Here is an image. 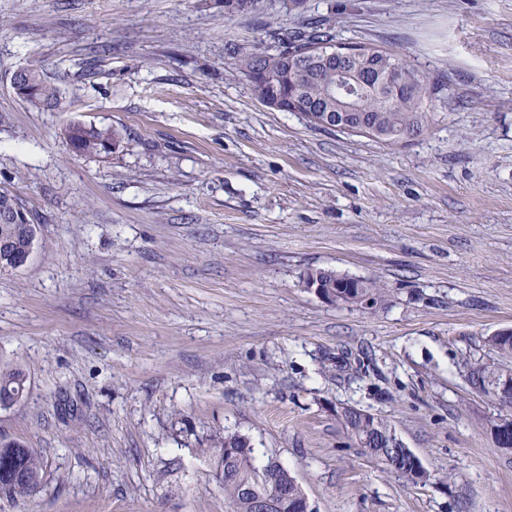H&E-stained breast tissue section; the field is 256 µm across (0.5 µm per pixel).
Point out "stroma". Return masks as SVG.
Instances as JSON below:
<instances>
[{
  "mask_svg": "<svg viewBox=\"0 0 512 512\" xmlns=\"http://www.w3.org/2000/svg\"><path fill=\"white\" fill-rule=\"evenodd\" d=\"M308 23L404 53L445 88L390 146L261 105L229 67ZM38 69L37 109L10 86ZM0 190L40 226L0 271V366L28 394L0 434L44 484L0 512H230L211 438L246 435L315 512H512L490 433L512 406L465 361L512 329V0H0ZM117 130L109 157L67 125ZM379 281L370 308L302 285ZM392 423L431 473L411 486L336 419ZM23 71L24 81L17 74L11 79V87L14 94L20 98H25L30 92L31 97L25 102L35 107H53L58 102V89L56 86L47 82L44 76L33 69H21ZM307 274L316 275L318 276L319 280L317 278L315 279L313 276L307 277V275H305L303 278V286L313 291L321 299L327 302L330 301L331 297L325 292L321 282L326 287V290L331 289L332 294L336 296V299L331 301L332 303L336 301V304H358L359 296L370 298L374 304L377 303L378 300H381L385 294V288H382L380 283L374 279H359L348 277L325 269L309 270ZM343 280H350L354 283L355 293L353 290L350 291V289L347 288H336V282ZM370 299L363 298L362 304L366 306L370 305Z\"/></svg>",
  "mask_w": 512,
  "mask_h": 512,
  "instance_id": "stroma-1",
  "label": "stroma"
}]
</instances>
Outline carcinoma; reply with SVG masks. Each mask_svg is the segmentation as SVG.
Listing matches in <instances>:
<instances>
[{
  "label": "carcinoma",
  "mask_w": 512,
  "mask_h": 512,
  "mask_svg": "<svg viewBox=\"0 0 512 512\" xmlns=\"http://www.w3.org/2000/svg\"><path fill=\"white\" fill-rule=\"evenodd\" d=\"M261 0H224V10L229 14L254 10ZM335 36L324 29L301 33L293 41L281 45L283 49L303 51L309 46L331 44ZM265 51H242L237 53L232 75L252 81L258 72ZM24 81L29 84L31 97L27 103L35 107H52L58 102V89L47 82L44 76L33 69L23 70ZM353 87L361 114L375 124L377 140L386 144H397L399 139L410 132L421 136L428 129L427 104L442 91V82L418 71L406 55L384 49L379 58L362 66L352 79L336 72V67L318 66L309 79L294 83L288 70L282 67L267 84L266 92L281 98L298 95L325 112H338L348 101L346 86ZM73 153L85 157L104 158L109 142L121 143L120 134L109 128H100L85 123L71 124L69 137ZM26 217L18 224H0V238L14 239V248L26 245L24 235ZM309 274L316 275L326 289L336 296V303L357 304L365 296L377 302L382 299L385 289L375 279L350 278L355 291L336 287V282L346 278L334 271L315 269ZM488 344L503 358H512V333H494L487 338ZM467 381L475 386L489 380H512V369L492 367L479 362L466 363ZM27 376L23 369L0 367V404L8 406L27 394ZM336 418L347 434L362 444L369 454L386 468L398 473L408 483H414L401 465L400 449L395 447L398 440L395 428L383 417L365 413L355 406H345L336 412ZM253 448L248 437L232 431L214 435L211 448L213 476L224 489V498L232 512H254L253 500L257 497L276 496L288 490V500L282 502L277 512H291L295 503L305 496L301 485L277 460L269 459L266 464L253 463ZM15 463L22 470V476L5 486H0V500L18 502L26 500L40 491L44 481V465L41 455L20 441L0 437V467L5 462Z\"/></svg>",
  "instance_id": "1"
}]
</instances>
